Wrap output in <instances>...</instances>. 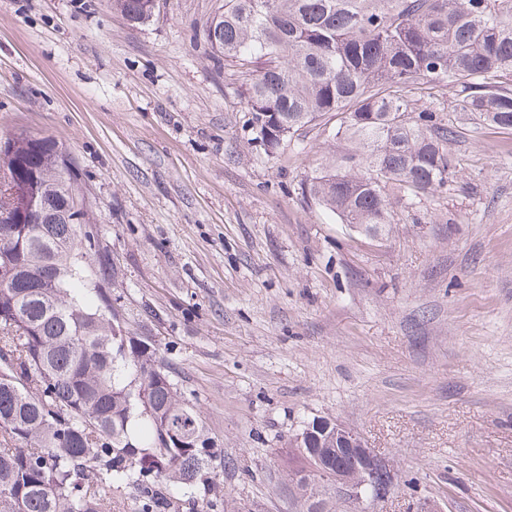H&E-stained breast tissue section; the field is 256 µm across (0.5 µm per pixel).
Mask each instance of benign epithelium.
Wrapping results in <instances>:
<instances>
[{"label":"benign epithelium","mask_w":512,"mask_h":512,"mask_svg":"<svg viewBox=\"0 0 512 512\" xmlns=\"http://www.w3.org/2000/svg\"><path fill=\"white\" fill-rule=\"evenodd\" d=\"M332 438L336 441V455L349 453L358 460V476L351 478L341 463H318L291 475L294 485L308 486L322 478L335 491L336 500L346 501L357 512H368L367 505L389 498L395 483V472L390 461L369 448L363 436L342 423L334 422Z\"/></svg>","instance_id":"benign-epithelium-1"}]
</instances>
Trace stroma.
I'll return each instance as SVG.
<instances>
[{
  "instance_id": "obj_1",
  "label": "stroma",
  "mask_w": 512,
  "mask_h": 512,
  "mask_svg": "<svg viewBox=\"0 0 512 512\" xmlns=\"http://www.w3.org/2000/svg\"><path fill=\"white\" fill-rule=\"evenodd\" d=\"M224 0H0V134L69 152L130 335L159 346L234 512H301L281 451L328 418L389 458L375 512H512V131L461 119L447 187L373 239L305 190L327 115L267 150L216 64ZM158 0H113L112 8L132 25L146 23L154 15Z\"/></svg>"
}]
</instances>
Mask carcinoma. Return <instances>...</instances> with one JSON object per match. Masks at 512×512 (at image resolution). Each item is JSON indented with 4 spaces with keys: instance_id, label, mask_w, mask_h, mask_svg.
<instances>
[{
    "instance_id": "obj_1",
    "label": "carcinoma",
    "mask_w": 512,
    "mask_h": 512,
    "mask_svg": "<svg viewBox=\"0 0 512 512\" xmlns=\"http://www.w3.org/2000/svg\"><path fill=\"white\" fill-rule=\"evenodd\" d=\"M156 8L112 0L133 25ZM206 38L249 73L244 108L267 149L336 115L352 150L306 189L345 224L394 223L390 185L448 186L458 125L412 90L452 84L448 111L512 130V0H224ZM77 184L49 138L0 136V512H105L131 479L141 512H166L168 484L211 491L209 438L160 350L94 303L107 259L84 244ZM327 426L289 450L288 470L329 456Z\"/></svg>"
}]
</instances>
